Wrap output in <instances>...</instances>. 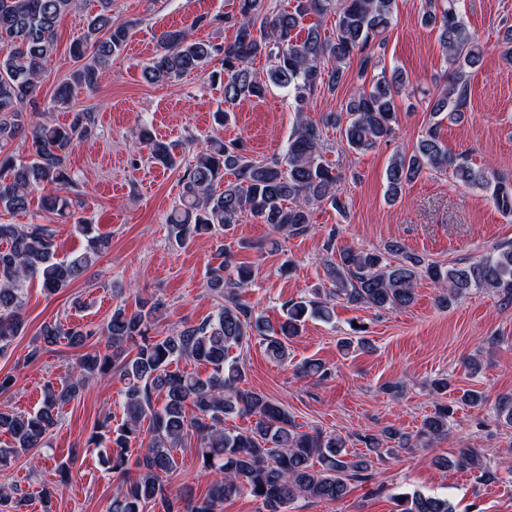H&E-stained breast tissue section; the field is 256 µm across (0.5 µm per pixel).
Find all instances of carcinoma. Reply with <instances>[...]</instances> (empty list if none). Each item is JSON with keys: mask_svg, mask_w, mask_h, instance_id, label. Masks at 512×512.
Returning a JSON list of instances; mask_svg holds the SVG:
<instances>
[{"mask_svg": "<svg viewBox=\"0 0 512 512\" xmlns=\"http://www.w3.org/2000/svg\"><path fill=\"white\" fill-rule=\"evenodd\" d=\"M237 10L224 17H196L181 28L161 32L154 57L142 66L144 80L163 83L200 68L218 57L222 72L224 108L214 120L222 125L241 101L263 98L279 88L294 100L297 125L288 139L281 160L259 161L243 154L237 142L211 138L195 154L183 176L179 204L167 217V235L172 246L182 248L194 238L226 234L241 218L251 215L277 233L297 236L312 230L313 210L327 204L346 213V200L339 194L340 174L327 159L324 130L339 131L343 147L356 154L374 149L394 134L397 97L406 76L398 69L387 73L382 65L384 34L392 25L397 0H293L290 7H272L268 0H236ZM75 0H0V142L19 136L28 142L23 156H0V212L23 213L33 196H40L41 209L61 217L73 213V201L64 194L72 183L68 161L75 145L99 137L95 113L78 111L67 125L42 120L37 99L44 68L56 50V27ZM99 9L87 23L84 36L73 42L69 54L74 62L70 78L56 91L52 108H71L75 92L93 91L103 69L120 55L129 41L134 23L112 20V0H98ZM464 0H426L421 22L438 31L449 64L450 76L432 99L430 123L409 153L396 154L386 171V195L391 202L402 196L405 185L431 171L451 173L456 183L492 190L494 204L512 212V178L478 166L450 151L441 136L444 120L459 121L468 101L469 69L481 58V49L467 28ZM335 16V31L328 37L314 23L303 26L311 15ZM214 22L235 29L232 41L213 43L194 38L195 29ZM359 58L361 84L336 112L317 123L308 119L309 98L315 91L335 95L346 81L345 65ZM270 63L265 76L253 70L256 59ZM137 138L148 158L164 167L175 163L173 147L142 127ZM230 175L232 179L224 180ZM88 235L83 249L70 257H57L55 231L47 224H0V353L23 330L21 310L24 284L38 279L41 288L55 294L77 281L108 250L109 237ZM231 254L219 244L210 267L207 288L222 304L206 322L185 324L165 336L155 333L164 303L142 299L127 312L117 305L105 327L45 324L38 340L53 345L60 340L75 349L87 347L98 335L106 352L97 349L78 355L66 376L43 386L42 401L34 412L0 407V433L11 443L0 446V466L29 452L49 447L47 435L57 423L62 407L77 398L89 380L106 381L117 374L125 383L122 422L112 426L111 417L101 423V432L90 443L110 448L109 469L121 478L112 496L109 512H143L147 505L159 512H222L224 501L247 491L261 500L268 512L298 499L337 502L345 498L352 481L369 477L372 457L412 445L403 432L384 429L364 434L363 454H350L346 440L321 431L302 432L281 402L245 386V371L231 351L243 349L254 338L265 344L274 361H288V343L298 336L310 318L329 321L333 307L312 296L284 305L283 320L273 323L238 300L239 291L250 286L257 271L252 265H234ZM330 287L326 295L342 297L353 305L378 309L410 306L415 283L426 276L443 290L441 303L451 305L471 289L491 291L500 301L512 304V245H499L463 267L442 266L407 252L400 242L384 250H366L352 245L337 249L336 258L324 265ZM353 335L341 338L346 351L365 347V327H351ZM193 360L210 372L178 371L172 365ZM163 405L154 407V396ZM453 410L439 404L425 417L417 432L420 447L448 435ZM230 416L253 417L242 431L224 428ZM149 420V439L142 438V423ZM199 443V471L213 477L203 499L185 500L167 492L163 476L176 469L174 451L185 439ZM146 444L131 473L128 452L132 442ZM212 459H206V456ZM446 468H468L490 481L494 472L474 448H461L452 458H443ZM397 512H453L448 501L420 492L394 497ZM26 496L16 487L0 486V505L9 512H22Z\"/></svg>", "mask_w": 512, "mask_h": 512, "instance_id": "cac0c4a2", "label": "carcinoma"}]
</instances>
